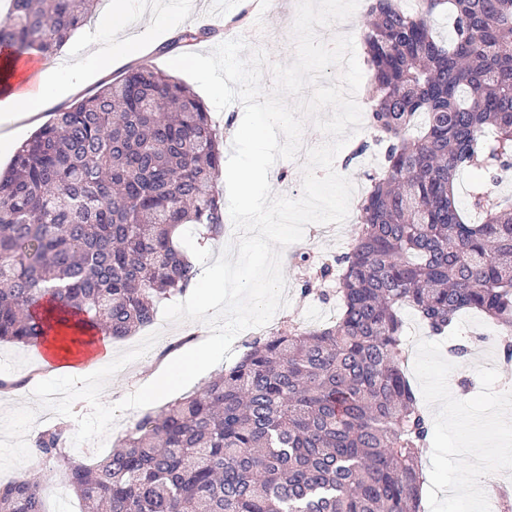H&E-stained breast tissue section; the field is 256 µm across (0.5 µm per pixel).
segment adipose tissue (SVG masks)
<instances>
[{
	"mask_svg": "<svg viewBox=\"0 0 512 512\" xmlns=\"http://www.w3.org/2000/svg\"><path fill=\"white\" fill-rule=\"evenodd\" d=\"M123 0H112L97 24L96 31L84 32L81 52L71 55L65 66L39 63L34 69H20L17 58L0 56V150L14 141V124L40 112L47 101L61 90H73L89 65L108 69L112 55L99 46L102 31L120 32L133 25V17L123 8ZM208 246L199 247L196 254L198 275L185 296L199 311H207L224 299V282L216 278L207 262ZM45 349L49 355L45 365L50 373L79 380L96 370L112 366V339L102 335L95 346L67 345L62 338L50 339Z\"/></svg>",
	"mask_w": 512,
	"mask_h": 512,
	"instance_id": "ef3b65f1",
	"label": "adipose tissue"
}]
</instances>
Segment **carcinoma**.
Instances as JSON below:
<instances>
[{
  "label": "carcinoma",
  "mask_w": 512,
  "mask_h": 512,
  "mask_svg": "<svg viewBox=\"0 0 512 512\" xmlns=\"http://www.w3.org/2000/svg\"><path fill=\"white\" fill-rule=\"evenodd\" d=\"M101 0H10L0 52L50 58ZM363 33L380 170L349 251L308 269L340 311L246 345L205 387L145 414L86 464L67 425L36 453L83 512H420L430 424L402 365L399 310L429 332L475 310L512 335V0H373ZM453 17L440 38L432 22ZM222 136L185 83L149 65L54 112L0 172V342L70 321L114 339L153 323L197 275L184 228L224 231ZM464 171L481 176L470 207ZM0 512H44L27 475Z\"/></svg>",
  "instance_id": "obj_1"
}]
</instances>
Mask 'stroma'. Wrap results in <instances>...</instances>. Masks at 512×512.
I'll return each instance as SVG.
<instances>
[{
	"label": "stroma",
	"mask_w": 512,
	"mask_h": 512,
	"mask_svg": "<svg viewBox=\"0 0 512 512\" xmlns=\"http://www.w3.org/2000/svg\"><path fill=\"white\" fill-rule=\"evenodd\" d=\"M130 8L140 24L159 22L160 25L179 24L181 28L194 27L199 17H206L207 24L216 28L215 37L196 44L197 52L206 54L224 41L236 38H250L255 34L264 37V49L272 61L291 62L294 53L291 38L290 21L282 13L267 17L262 26L252 24L250 14L244 13L242 6H229L227 0H180L179 5H171L170 0H130ZM373 131L369 123H362L345 145L346 150H353L359 145H366V152L353 161L351 166L341 168L340 173L351 179L355 186L354 199H361L367 192L370 183L368 173L379 169L382 156L377 148L372 147ZM309 240H302L288 246L282 253L283 272L288 286L289 306L279 310L275 315L274 326L277 329L297 324L312 329L323 326L334 320L338 314L335 299H320L323 291H331L332 285L327 281L313 283V294H305L304 282L308 280V272L295 265L292 253L307 250ZM153 330L159 331L160 337L150 351L142 358L128 364L119 371L107 384L102 400L115 403L127 394L134 392L148 383L151 374L162 364L191 349L188 342L189 334L205 336L206 328L198 322L168 323L163 317H156ZM460 332L468 333V342L473 350L466 361L457 362L453 371L455 380L466 379L471 383L469 390L460 392V399H469L478 393L480 381L476 372L477 366L494 361L499 373L496 388L500 391L512 390V363H504L498 336V327H487L485 321L471 313L462 314L459 322ZM37 364L36 358L29 348L11 343L0 342V380L16 383L17 391H0V414L11 408L31 402L32 391L36 381L31 376ZM29 473L40 480V492L45 501L47 512H81V504L76 495L69 490L68 478L62 467L52 462H45L38 457L31 459L4 473H0V483L4 484L15 477Z\"/></svg>",
	"instance_id": "1"
}]
</instances>
